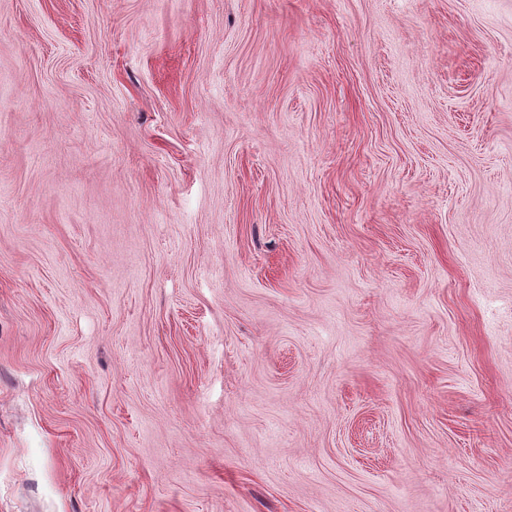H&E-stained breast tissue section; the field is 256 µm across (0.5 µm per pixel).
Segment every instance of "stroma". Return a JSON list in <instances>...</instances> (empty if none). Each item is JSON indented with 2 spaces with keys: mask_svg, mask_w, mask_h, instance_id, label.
<instances>
[{
  "mask_svg": "<svg viewBox=\"0 0 512 512\" xmlns=\"http://www.w3.org/2000/svg\"><path fill=\"white\" fill-rule=\"evenodd\" d=\"M0 512H512V0H0Z\"/></svg>",
  "mask_w": 512,
  "mask_h": 512,
  "instance_id": "stroma-1",
  "label": "stroma"
}]
</instances>
